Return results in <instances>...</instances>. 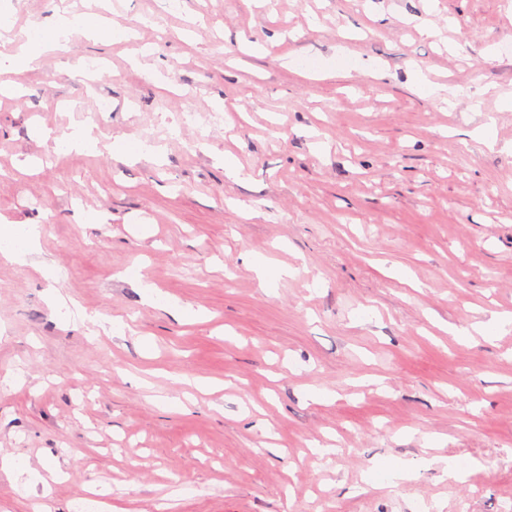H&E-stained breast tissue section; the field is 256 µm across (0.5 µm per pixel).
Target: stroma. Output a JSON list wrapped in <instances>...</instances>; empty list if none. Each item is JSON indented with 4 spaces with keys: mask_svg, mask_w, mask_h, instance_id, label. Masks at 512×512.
<instances>
[{
    "mask_svg": "<svg viewBox=\"0 0 512 512\" xmlns=\"http://www.w3.org/2000/svg\"><path fill=\"white\" fill-rule=\"evenodd\" d=\"M87 3L111 36L0 72V223L43 228L0 259V455L43 476L0 475V512H504L512 324L479 329L512 315V0ZM78 9L14 0L0 56ZM184 112L224 122L166 137Z\"/></svg>",
    "mask_w": 512,
    "mask_h": 512,
    "instance_id": "1",
    "label": "stroma"
}]
</instances>
